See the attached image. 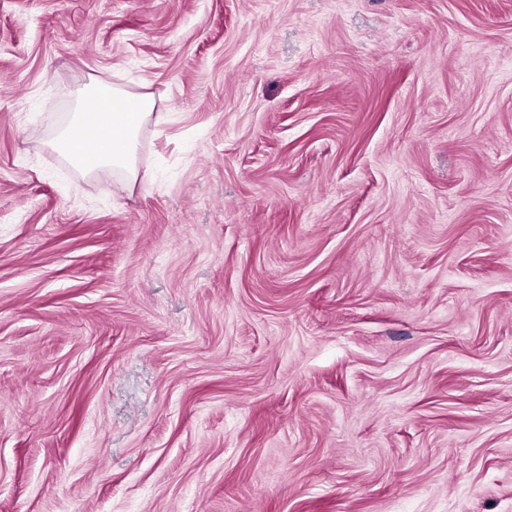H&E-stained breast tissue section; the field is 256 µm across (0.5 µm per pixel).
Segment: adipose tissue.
<instances>
[{"instance_id":"1","label":"adipose tissue","mask_w":512,"mask_h":512,"mask_svg":"<svg viewBox=\"0 0 512 512\" xmlns=\"http://www.w3.org/2000/svg\"><path fill=\"white\" fill-rule=\"evenodd\" d=\"M165 119L149 96L98 85L82 92L72 127L60 134L56 148L80 168L117 170L136 181L140 178L135 163L139 133L146 124ZM85 126L94 127L95 137L90 143L76 144L73 132Z\"/></svg>"}]
</instances>
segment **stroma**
<instances>
[{
    "instance_id": "obj_1",
    "label": "stroma",
    "mask_w": 512,
    "mask_h": 512,
    "mask_svg": "<svg viewBox=\"0 0 512 512\" xmlns=\"http://www.w3.org/2000/svg\"><path fill=\"white\" fill-rule=\"evenodd\" d=\"M0 512H512V0H0ZM80 93L79 111L58 137L57 150L86 171L117 170L132 181L139 180L135 163L139 133L149 122H164L165 113L155 112L149 96H134L116 87L98 85ZM85 126L89 127L79 131L76 140L92 139L93 127L95 137L88 144H76L73 132ZM89 155L93 157L91 164Z\"/></svg>"
}]
</instances>
